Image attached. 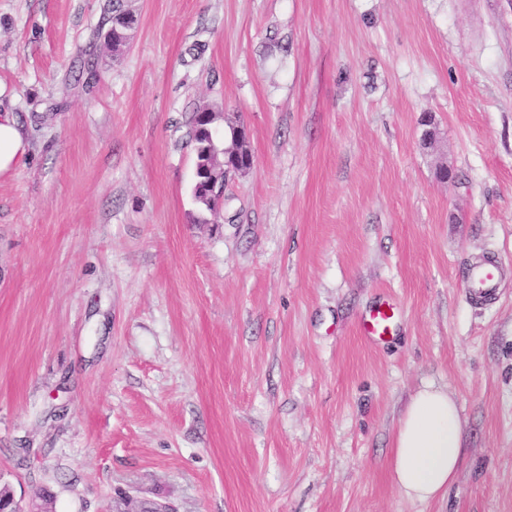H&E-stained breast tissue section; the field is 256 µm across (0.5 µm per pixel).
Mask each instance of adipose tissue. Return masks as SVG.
Returning <instances> with one entry per match:
<instances>
[{
	"instance_id": "obj_1",
	"label": "adipose tissue",
	"mask_w": 512,
	"mask_h": 512,
	"mask_svg": "<svg viewBox=\"0 0 512 512\" xmlns=\"http://www.w3.org/2000/svg\"><path fill=\"white\" fill-rule=\"evenodd\" d=\"M28 148L15 117L0 113V175L21 166ZM464 454L463 423L455 399L444 388L422 387L411 397L394 434L393 484L414 501L446 498Z\"/></svg>"
}]
</instances>
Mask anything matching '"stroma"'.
Wrapping results in <instances>:
<instances>
[{
  "label": "stroma",
  "instance_id": "stroma-1",
  "mask_svg": "<svg viewBox=\"0 0 512 512\" xmlns=\"http://www.w3.org/2000/svg\"><path fill=\"white\" fill-rule=\"evenodd\" d=\"M108 2L0 0L29 142L0 175V481L54 512H512V0H127L118 54ZM204 108L253 156L215 214ZM427 383L467 452L421 503L389 460ZM499 270L497 260L490 258L472 266L467 277V290L471 299L478 303H486L495 298ZM395 312L393 307L383 304L360 320L359 333L369 341L382 340L390 333Z\"/></svg>",
  "mask_w": 512,
  "mask_h": 512
}]
</instances>
